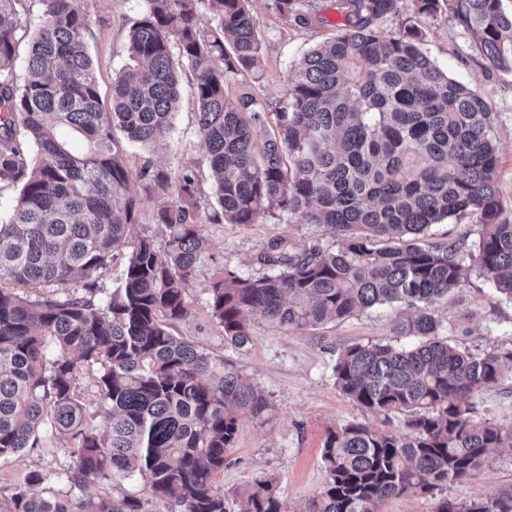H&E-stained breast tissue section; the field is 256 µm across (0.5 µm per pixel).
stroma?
Wrapping results in <instances>:
<instances>
[{"label":"stroma","mask_w":512,"mask_h":512,"mask_svg":"<svg viewBox=\"0 0 512 512\" xmlns=\"http://www.w3.org/2000/svg\"><path fill=\"white\" fill-rule=\"evenodd\" d=\"M75 6L88 18L86 39L97 69L100 94L103 99H110L112 79L129 61V26L144 4L142 0H76ZM301 11L320 15L322 24L303 25L294 16L276 12L268 0H252L251 12L263 41L262 59L257 71H246L228 80L225 90L229 96L248 89L268 110L285 106L289 76L310 49L336 35L341 21L334 0H301ZM379 26L396 35L407 26L419 29L424 35L423 49L431 60L450 78L476 89L485 99L495 118L499 149L497 189L504 204L511 207L512 70L484 69L483 59L473 47L472 34L447 10L427 16L409 9L382 18ZM193 83L192 72H183L181 108L173 129L151 148H128L127 161L131 169L137 170L149 158L174 176L185 167H198V206L204 211L210 203L211 177L202 165ZM157 205V199L142 197L137 223L99 280L104 291H111L118 283L127 257L140 238L163 240L164 230L154 222ZM203 233L208 248L187 289L189 314L175 323L172 331L196 348L232 364L269 401L262 416L240 413L236 436L227 451L223 471L214 478L215 486L229 494L272 478L286 506L291 512H298L324 486L321 451L327 435L363 418L362 411L334 383L332 368L338 354L347 346L371 341L414 344V337L398 335L396 330L407 312L400 307H376L302 330H285L251 315L247 318L250 341L244 347H235L225 341L208 306V288L215 276L225 269L246 275L264 274L257 257L277 239L303 249L315 244L330 245L332 238L323 225L299 223L276 209L261 212L253 224H207ZM437 316L440 335L450 345L473 353L493 347L512 348V300L495 293L471 256H464L461 285L438 305ZM472 403L477 418L494 423L503 431H512V374L475 394ZM70 462L65 445L52 437L39 447L25 449L22 456H1L0 498L10 496L35 472L47 477L39 487L43 495L75 504L87 498H103L118 505L126 498L146 495L138 477L116 476L83 490L71 487L66 478ZM510 491L512 450L495 448L486 465L470 478L449 484L444 495L455 502H467Z\"/></svg>","instance_id":"1"}]
</instances>
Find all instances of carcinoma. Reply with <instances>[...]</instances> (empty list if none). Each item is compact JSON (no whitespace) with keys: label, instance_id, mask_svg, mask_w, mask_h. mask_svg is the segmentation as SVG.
<instances>
[{"label":"carcinoma","instance_id":"cac0c4a2","mask_svg":"<svg viewBox=\"0 0 512 512\" xmlns=\"http://www.w3.org/2000/svg\"><path fill=\"white\" fill-rule=\"evenodd\" d=\"M20 2L0 0V184L19 188L0 219V282L12 284L0 287V456L50 434L66 441L76 488L139 476L166 512H287L270 480L230 497L215 487L238 413L259 416L268 401L233 365L170 330L188 313L186 288L207 249L202 226L254 224L272 208L325 225L338 246L298 252L279 240L258 259L266 273L218 275L209 307L226 340L250 342L249 315L301 330L379 306L412 311L399 333L419 338L339 353L340 392L366 416L405 415V429L354 422L329 433L325 485L300 512H381L393 497L468 478L492 448L512 449V432L476 418L469 403L512 373V348L471 353L439 338L436 305L460 285L465 244L427 240L432 225L469 217L481 227L472 259L512 299V212L496 188L493 113L423 52L417 29L378 27L408 6L445 7L475 35L485 68L511 67L512 12L502 0H336L341 30L303 58L278 112L248 91L225 95L229 78L261 63L250 0H144L107 105L75 0H41L17 75ZM298 3L272 7L302 24L325 22L297 13ZM186 68L213 176L206 211L193 169L174 178L126 162L127 144L150 145L173 127ZM134 180L166 199L155 214L164 244L141 239L102 300L98 279L136 222ZM34 284L43 288L36 301L15 291ZM83 362L99 365L95 426L75 395ZM0 512L147 510L137 497L118 506L89 498L75 510L20 487L0 498ZM434 512H512V491L462 504L442 497Z\"/></svg>","mask_w":512,"mask_h":512}]
</instances>
